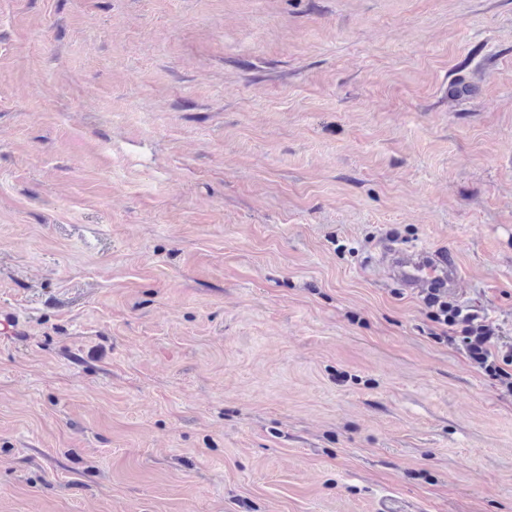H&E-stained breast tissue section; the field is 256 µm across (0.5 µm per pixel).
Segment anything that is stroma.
Segmentation results:
<instances>
[{
  "label": "stroma",
  "instance_id": "1",
  "mask_svg": "<svg viewBox=\"0 0 512 512\" xmlns=\"http://www.w3.org/2000/svg\"><path fill=\"white\" fill-rule=\"evenodd\" d=\"M512 0H0V512H512ZM379 266L410 293L425 285H438L440 288H426L427 292L420 293L433 323L431 338L456 345L473 368L512 393V340L496 334L487 320L472 310L448 301V294L456 293L461 281L451 253L429 248L395 249L382 242ZM442 288H448V294Z\"/></svg>",
  "mask_w": 512,
  "mask_h": 512
}]
</instances>
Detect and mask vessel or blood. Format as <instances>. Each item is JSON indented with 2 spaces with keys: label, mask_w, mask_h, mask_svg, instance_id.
<instances>
[{
  "label": "vessel or blood",
  "mask_w": 512,
  "mask_h": 512,
  "mask_svg": "<svg viewBox=\"0 0 512 512\" xmlns=\"http://www.w3.org/2000/svg\"><path fill=\"white\" fill-rule=\"evenodd\" d=\"M379 264L412 293L435 284L453 294L461 281L454 257L439 250L396 249L384 243L380 246Z\"/></svg>",
  "instance_id": "vessel-or-blood-1"
}]
</instances>
